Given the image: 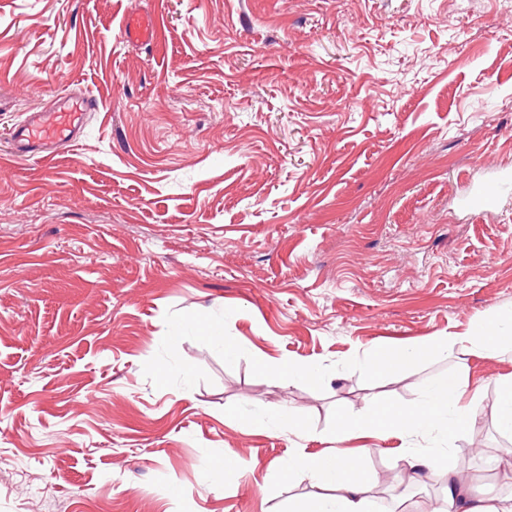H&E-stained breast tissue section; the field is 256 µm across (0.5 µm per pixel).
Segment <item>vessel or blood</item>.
Masks as SVG:
<instances>
[{"label": "vessel or blood", "mask_w": 512, "mask_h": 512, "mask_svg": "<svg viewBox=\"0 0 512 512\" xmlns=\"http://www.w3.org/2000/svg\"><path fill=\"white\" fill-rule=\"evenodd\" d=\"M121 36L130 43L151 44L158 37L155 20L147 14H132L121 24ZM99 104L85 93L59 97L50 110L31 114L13 132V152L16 156L49 159L55 150L77 140L92 112ZM508 174H501L485 184L468 201V207L477 214L495 209L507 185Z\"/></svg>", "instance_id": "b4317fda"}]
</instances>
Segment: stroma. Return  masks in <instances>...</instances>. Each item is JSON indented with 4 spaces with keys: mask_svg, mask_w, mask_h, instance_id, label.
I'll list each match as a JSON object with an SVG mask.
<instances>
[{
    "mask_svg": "<svg viewBox=\"0 0 512 512\" xmlns=\"http://www.w3.org/2000/svg\"><path fill=\"white\" fill-rule=\"evenodd\" d=\"M73 91L81 138L13 156ZM504 172L512 0H0V512H291L339 416L451 374L479 393L449 466L511 493L512 353L362 369L512 319V190L465 204ZM121 36L126 42L153 44L158 37L154 18L147 14L128 15L121 24ZM508 173H502L494 181L485 184L468 201V207L477 214L491 211L498 206L502 191L507 186ZM261 369L273 378H278L280 373L288 370V376L299 377L307 379H316L318 367L315 365L297 366L289 363L288 365L279 363L277 361H266L261 363ZM496 412L503 430L512 432V377L501 384L496 400Z\"/></svg>",
    "mask_w": 512,
    "mask_h": 512,
    "instance_id": "1",
    "label": "stroma"
}]
</instances>
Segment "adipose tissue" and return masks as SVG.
Here are the masks:
<instances>
[{
  "label": "adipose tissue",
  "mask_w": 512,
  "mask_h": 512,
  "mask_svg": "<svg viewBox=\"0 0 512 512\" xmlns=\"http://www.w3.org/2000/svg\"><path fill=\"white\" fill-rule=\"evenodd\" d=\"M511 334V325L491 321L475 331L431 337L422 347L374 354L364 361L363 368L368 374L384 375L400 370L427 352L493 358ZM474 395V390L451 375L415 406L375 404L340 417L335 448L322 458L300 456L294 462L295 470L305 474L312 489L308 502L297 512H373L374 500L369 494L372 476L363 456L347 448V441L354 437L382 441L392 435L432 431L456 436L477 418L472 405ZM447 454L444 448L404 449L397 477L412 485H423L435 473H443L446 495L433 512H512V497L474 495L461 473L444 468Z\"/></svg>",
  "instance_id": "ef3b65f1"
}]
</instances>
